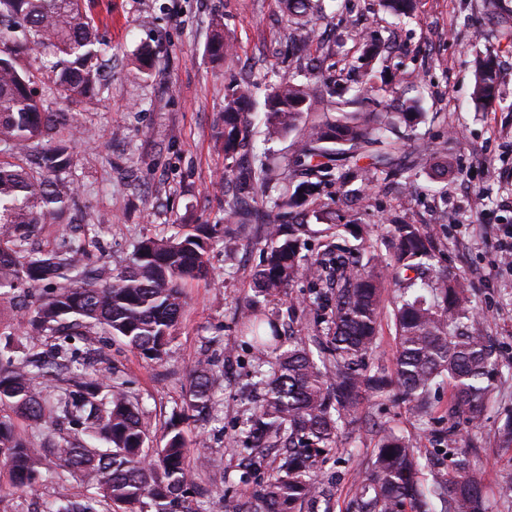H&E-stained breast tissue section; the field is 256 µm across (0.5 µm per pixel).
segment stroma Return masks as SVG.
I'll return each instance as SVG.
<instances>
[{
  "label": "stroma",
  "instance_id": "35a3bbf8",
  "mask_svg": "<svg viewBox=\"0 0 512 512\" xmlns=\"http://www.w3.org/2000/svg\"><path fill=\"white\" fill-rule=\"evenodd\" d=\"M501 2L497 8L492 0H420L415 16L398 19L378 0H320L321 12L311 21L315 39L303 42L296 24L286 21L283 0H85L99 39L112 47L110 89L66 107L85 131L71 142L76 205L63 224L35 237L40 249L65 232L119 266L140 237L222 223L232 192L220 138L225 95L246 80L261 88L286 75L306 81L317 45L328 48L336 81L349 94L362 88L366 74L386 81L383 101H363L359 111H378L383 102L397 112L419 104L420 122L403 132V175L365 185L334 181L324 185L321 199L334 201L337 215L365 225L380 254L391 216L435 234V263L468 279L472 315L495 347L499 375L477 431L451 417L453 391L445 384L432 393L423 417L396 398L365 396L361 420L346 428L340 447L320 465L311 512H356L384 432L413 439L424 456L440 457V439L451 426L459 447L472 451L489 512H512V445L503 444L497 430L500 413L512 410V264L504 260L512 244V38L505 34L512 28V0ZM217 20L235 46L220 63L207 50ZM373 43L381 53L370 61L365 51ZM144 50L153 57L146 71L136 61ZM489 51L503 97L480 104L472 98V72L475 59ZM262 110L263 98L255 96L241 158L264 152L292 157L297 134L267 140ZM442 145L448 148L444 187L427 164ZM236 235L234 247L213 243L207 277L186 286L164 361L144 359L100 330L91 349H80L76 361L42 386L44 395L55 396L62 380L86 371L122 383L158 441L172 415L183 413L198 362L209 361L220 377L210 419L182 426L193 479L203 491L194 501L197 512H224L228 501L252 490L239 480L240 457L231 444L246 417L257 362L235 322L254 296L262 234L259 225L247 224ZM311 291L302 279L262 307L279 316L286 333L319 336L329 313L308 305ZM40 467L47 478L34 495L6 486L0 470V512H36L42 501L88 493L79 480L52 478L55 458L42 459Z\"/></svg>",
  "mask_w": 512,
  "mask_h": 512
}]
</instances>
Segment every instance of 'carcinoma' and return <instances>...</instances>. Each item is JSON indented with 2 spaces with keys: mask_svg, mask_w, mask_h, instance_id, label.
I'll return each mask as SVG.
<instances>
[{
  "mask_svg": "<svg viewBox=\"0 0 512 512\" xmlns=\"http://www.w3.org/2000/svg\"><path fill=\"white\" fill-rule=\"evenodd\" d=\"M381 6L411 18L416 0H381ZM94 28L81 0H0V300L17 289L37 292L25 332L32 347L22 357L13 354L9 337L0 347V465L14 488L32 493L42 480L40 458L50 453L61 462L58 479L76 477L95 489L80 499L47 501L41 512H195L186 442L177 422L165 428V444L154 448L138 403L122 387L78 378L61 398L48 400L34 384L52 376L63 366L59 359L71 354L65 344L37 351L40 338L88 336L90 331L80 330L85 324L102 327L148 360H164L181 317L184 286L207 277V254L217 232L215 224H197L170 237L142 239L120 268L90 260L83 244L63 235L50 249L32 248L34 234L61 223L74 203L66 181L73 165L72 132L66 114L50 111L37 95L23 56L32 45L52 49L49 83L62 103L101 94L108 50ZM210 48L221 58L234 51L219 22ZM317 69L325 94L282 78L264 101L269 138L300 135L291 178L268 153L245 166L238 162L247 134L243 110L254 84H238L224 98V159L234 184L224 223H246L251 211L244 200L261 199L264 248L252 275L255 294L273 297L297 279L313 280L310 303L330 310L317 346L333 366L329 374L322 371L301 339L284 346L275 315L258 305L241 313L238 326L259 355L263 392L239 439L246 451L278 447L282 458L267 480L256 483L253 496L225 512H301L319 463L339 447L343 424L360 418L369 392L394 385L424 416L431 391L446 378L466 423L479 429L492 388L491 345L477 329L461 325L469 318L468 284L461 276L434 278L435 239L422 225L396 219L387 225L393 254L385 265L394 288V377L370 369L385 288L378 257L353 220L318 231L304 217L292 219V212L304 206L321 219L320 186L332 180L336 159L355 160L375 143L386 142L391 152L376 157L372 170L352 164L337 180L344 186L396 175L391 153L401 150L402 138L392 133L400 124L414 127L420 113L414 102L398 113L347 111L348 102L333 100V65L321 59ZM473 95L478 103L500 96L489 54L477 61ZM341 228L358 244L337 242ZM321 232L329 242L313 262H304L305 238ZM218 380L207 361L199 362L187 410L208 414ZM18 419L29 422L30 437L18 433ZM61 420L85 426L88 440L35 443L45 427ZM442 443L448 466L426 487L425 465L412 440L393 432L384 436L370 483L360 492L362 512H429L432 497L446 500L448 512H488L482 484L466 453L456 448L453 431Z\"/></svg>",
  "mask_w": 512,
  "mask_h": 512,
  "instance_id": "cac0c4a2",
  "label": "carcinoma"
}]
</instances>
